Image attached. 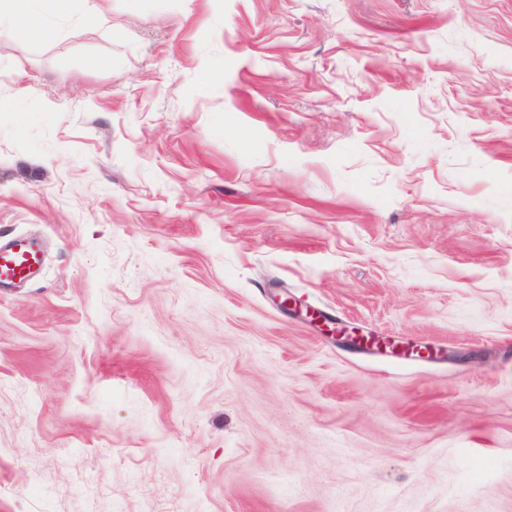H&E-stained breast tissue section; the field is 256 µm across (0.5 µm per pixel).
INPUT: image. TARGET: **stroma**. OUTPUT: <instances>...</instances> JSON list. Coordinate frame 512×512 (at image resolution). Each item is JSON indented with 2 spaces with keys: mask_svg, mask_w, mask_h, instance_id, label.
I'll list each match as a JSON object with an SVG mask.
<instances>
[{
  "mask_svg": "<svg viewBox=\"0 0 512 512\" xmlns=\"http://www.w3.org/2000/svg\"><path fill=\"white\" fill-rule=\"evenodd\" d=\"M99 3L0 35V512H512V0ZM42 248L32 238L0 242V284L14 285L26 281L41 264Z\"/></svg>",
  "mask_w": 512,
  "mask_h": 512,
  "instance_id": "obj_1",
  "label": "stroma"
}]
</instances>
